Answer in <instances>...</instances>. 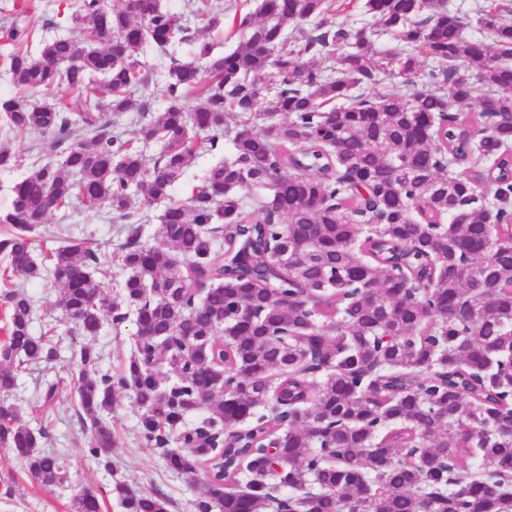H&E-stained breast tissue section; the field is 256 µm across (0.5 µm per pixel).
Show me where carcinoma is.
Here are the masks:
<instances>
[{
	"label": "carcinoma",
	"mask_w": 512,
	"mask_h": 512,
	"mask_svg": "<svg viewBox=\"0 0 512 512\" xmlns=\"http://www.w3.org/2000/svg\"><path fill=\"white\" fill-rule=\"evenodd\" d=\"M376 29L332 28L329 0H260L239 24L241 41L219 53L195 39L190 60L164 74L167 108L145 119L132 95L143 81L137 54L186 41L184 17L161 0H73L79 39L18 50L7 66L19 93L0 96V170L17 167L16 132L64 148L59 165L27 150L0 224L5 259L0 305V443L45 486L67 478L65 462L42 449L10 396L30 366L58 357L55 330H32L31 297L13 276L52 281L59 305L85 337L135 317L136 343L119 383L144 410L147 441L178 472L203 469L197 512H512V21L509 6L478 17L488 39L465 36L443 0H365ZM224 8L198 16L219 27ZM316 20L305 29L301 23ZM112 40L97 38L102 25ZM298 37L288 39V27ZM398 42L375 55L376 30ZM1 38L29 44L27 25ZM421 45L437 68L420 69ZM337 55L336 69L320 66ZM415 87L371 94L379 74ZM64 86L59 100L33 102ZM196 95L186 111L183 100ZM477 99L474 112L462 106ZM131 114L126 137L110 114ZM235 117L233 129L227 118ZM266 121L264 133L255 121ZM86 142L66 144L71 131ZM217 160L189 197L161 215L159 242H140L129 224L118 259L130 271L121 302L102 277L112 254L74 239L33 256L54 208L72 198L88 209L133 216L135 199H169L196 155ZM159 151L146 165L143 148ZM473 162L459 174L448 165ZM270 191L258 206L237 193ZM457 216L448 231L440 225ZM78 367L85 452L108 468L112 375L95 347L70 348ZM173 379L162 382V366ZM204 402L197 425L187 417ZM280 450L282 471L274 470ZM481 460L467 477L468 461ZM293 495L282 498L275 485ZM125 512H168L158 496L115 486ZM74 512H101L90 490Z\"/></svg>",
	"instance_id": "carcinoma-1"
}]
</instances>
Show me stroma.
Returning <instances> with one entry per match:
<instances>
[{
	"mask_svg": "<svg viewBox=\"0 0 512 512\" xmlns=\"http://www.w3.org/2000/svg\"><path fill=\"white\" fill-rule=\"evenodd\" d=\"M224 6V23L219 29L207 30L203 20L190 17V32L207 35L219 51L230 52L238 43L237 23L240 17L254 12L257 0H220ZM67 0H0V32L13 21L26 22L36 37L48 39L65 36L76 38L82 31L66 22L56 24V13L65 9ZM186 59V46H178L174 56L162 55L152 45L138 54L147 82L133 87L136 98L145 100L150 112L164 111L168 100L162 87V74L171 58ZM125 221L109 209H86L73 201L63 211L51 213L41 237L33 245L35 258H43L56 245V234L70 233L88 239L101 251L120 252L125 242ZM35 306L34 332L49 325L56 326L60 357L51 362L32 365L19 379L12 400L33 429H46L42 441L46 450L61 454L65 460L66 483L47 487L35 480L11 452L0 444V512H73V496L82 489L97 494L101 512H124L112 492L121 483L135 494H156L169 502L168 512H194V487L202 482V474H183L168 469L160 449L149 446L141 435V409L130 390L115 388L112 410V450L110 467L98 465L85 453L89 430L77 406V368L70 360L73 336L71 325L57 305V286L28 282L24 285ZM136 326L126 321L120 326L104 325L93 345L101 355V366L113 377H120L135 346ZM55 383L56 393L44 400L41 391L46 383Z\"/></svg>",
	"mask_w": 512,
	"mask_h": 512,
	"instance_id": "35a3bbf8",
	"label": "stroma"
}]
</instances>
